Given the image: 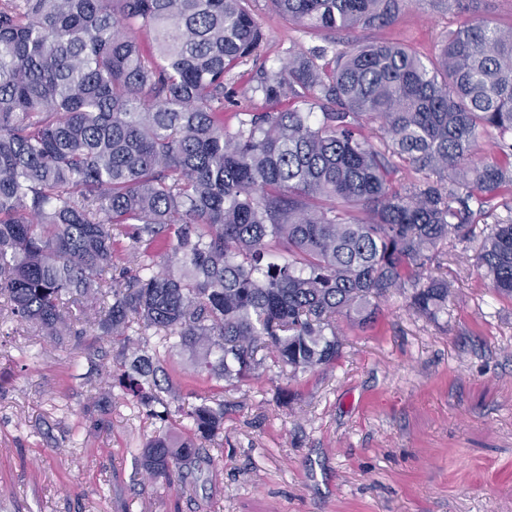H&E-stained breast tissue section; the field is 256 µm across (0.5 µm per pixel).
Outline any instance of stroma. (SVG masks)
<instances>
[{"label":"stroma","mask_w":512,"mask_h":512,"mask_svg":"<svg viewBox=\"0 0 512 512\" xmlns=\"http://www.w3.org/2000/svg\"><path fill=\"white\" fill-rule=\"evenodd\" d=\"M264 39L229 74L250 111L260 66L326 45L251 0ZM461 15L453 0H409L384 27L336 34L348 44L401 42L433 56ZM478 245L455 242L439 273L448 312L432 323L395 293L374 324L340 319L335 365L261 369L224 391V432L172 484L149 482L134 456L186 419L112 400L104 425L84 413L107 397L119 352L73 337L0 334V512H512V300L476 268Z\"/></svg>","instance_id":"35a3bbf8"}]
</instances>
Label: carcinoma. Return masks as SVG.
Returning <instances> with one entry per match:
<instances>
[{
    "mask_svg": "<svg viewBox=\"0 0 512 512\" xmlns=\"http://www.w3.org/2000/svg\"><path fill=\"white\" fill-rule=\"evenodd\" d=\"M249 2L0 0V322L123 345L138 321L164 351L118 388L161 421L174 349L232 385L335 364L336 318L367 326L393 292L437 321L448 281L428 270L455 240H480V276L512 297V28L467 16L433 58L291 52L253 88L282 108L248 112L225 78L263 41ZM270 3L318 33L385 26L404 0ZM404 168L424 180L396 184ZM185 415L193 436L137 454L158 480L224 431L222 399Z\"/></svg>",
    "mask_w": 512,
    "mask_h": 512,
    "instance_id": "1",
    "label": "carcinoma"
}]
</instances>
